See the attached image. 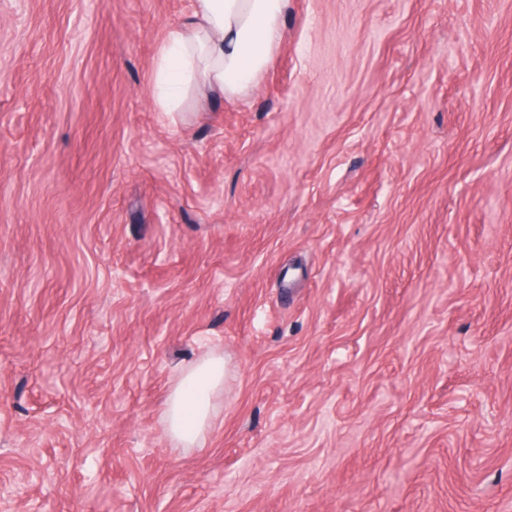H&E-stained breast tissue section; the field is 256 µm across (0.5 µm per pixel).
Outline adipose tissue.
<instances>
[{
  "label": "adipose tissue",
  "mask_w": 512,
  "mask_h": 512,
  "mask_svg": "<svg viewBox=\"0 0 512 512\" xmlns=\"http://www.w3.org/2000/svg\"><path fill=\"white\" fill-rule=\"evenodd\" d=\"M289 0H195L192 13L167 30L155 59L158 111L176 112L199 87L224 98L247 95L285 34ZM226 361L212 354L177 376L164 410L168 436L202 447L213 423V399L224 388Z\"/></svg>",
  "instance_id": "adipose-tissue-1"
}]
</instances>
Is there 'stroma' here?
I'll return each mask as SVG.
<instances>
[{
    "mask_svg": "<svg viewBox=\"0 0 512 512\" xmlns=\"http://www.w3.org/2000/svg\"><path fill=\"white\" fill-rule=\"evenodd\" d=\"M191 10L0 0V512H512V0H291L173 118ZM226 361L207 355L177 376L164 410L166 433L187 448L203 447L213 423V398L224 390Z\"/></svg>",
    "mask_w": 512,
    "mask_h": 512,
    "instance_id": "obj_1",
    "label": "stroma"
}]
</instances>
